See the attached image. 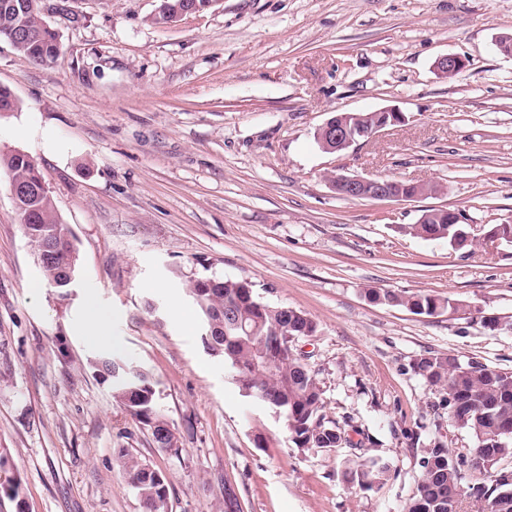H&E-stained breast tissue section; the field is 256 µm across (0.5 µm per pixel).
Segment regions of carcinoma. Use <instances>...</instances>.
Returning a JSON list of instances; mask_svg holds the SVG:
<instances>
[{
	"label": "carcinoma",
	"instance_id": "1",
	"mask_svg": "<svg viewBox=\"0 0 512 512\" xmlns=\"http://www.w3.org/2000/svg\"><path fill=\"white\" fill-rule=\"evenodd\" d=\"M17 26L35 32L26 42L12 46L28 61L39 64L53 59L59 50L58 35L43 24L38 0H0V39L10 40ZM9 181L26 182L41 176L38 167L18 153L0 155V169ZM392 195L417 192L411 182L390 179ZM432 195L437 186L420 191ZM23 217L26 236L36 251L43 243L55 242L58 255L40 264L47 282L61 290L69 285V275H78V255L72 233L60 220L49 192L35 193L25 202ZM401 229L427 240L456 242L464 249L475 245L468 238V224H450L448 215L436 216L426 224H407ZM246 280L198 278L187 293L197 307L205 328L204 344L210 355L224 360L234 372L238 385L270 408L282 413L292 443L301 451L331 450L341 445L344 432L323 411L319 382L294 349L293 339L308 337L315 322L304 313L282 304L260 300L246 289ZM368 300L401 306L417 315L453 316L462 308L456 299L444 300L429 294L404 295L389 290L367 292ZM95 367L105 380L112 381L113 396L143 426L154 444L171 446L178 438L156 402L152 375L133 362L103 355ZM411 368L426 385L447 394L448 418L470 434L476 445L466 453L450 457L441 439L431 441L422 460V471L407 512H453L451 500L462 490L464 471L479 459V473L486 481L470 487L471 496L481 503V512H512V468H501L512 460V372L496 370L478 361L462 362L454 354H430L414 359ZM128 483L139 497L144 512H168V485L148 476L150 465L129 453L121 454ZM389 464L376 456L358 457L345 462L344 479L361 489L382 486Z\"/></svg>",
	"mask_w": 512,
	"mask_h": 512
}]
</instances>
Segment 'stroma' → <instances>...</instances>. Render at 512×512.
Returning a JSON list of instances; mask_svg holds the SVG:
<instances>
[{"label": "stroma", "mask_w": 512, "mask_h": 512, "mask_svg": "<svg viewBox=\"0 0 512 512\" xmlns=\"http://www.w3.org/2000/svg\"><path fill=\"white\" fill-rule=\"evenodd\" d=\"M78 20L43 64L0 40V154L39 166L81 275L43 277L0 172V458L27 512H140L119 460L166 471L169 512H406L431 439L473 447L414 359L454 354L512 371V246L470 250L402 232L445 207L483 230L512 224V0H216L162 25L160 0H70ZM444 54L466 65L450 78ZM405 123L342 153L315 133L339 112ZM426 182L413 201L351 199L333 174ZM247 279L314 320L300 339L349 445L301 451L283 417L245 395L183 326L196 278ZM460 300L454 316L375 304L367 290ZM95 302L111 352L146 367L182 451L157 448L114 399L82 337ZM497 317L491 330L480 316ZM419 436L410 445L407 432ZM389 462L381 489L347 483L353 443Z\"/></svg>", "instance_id": "obj_1"}]
</instances>
